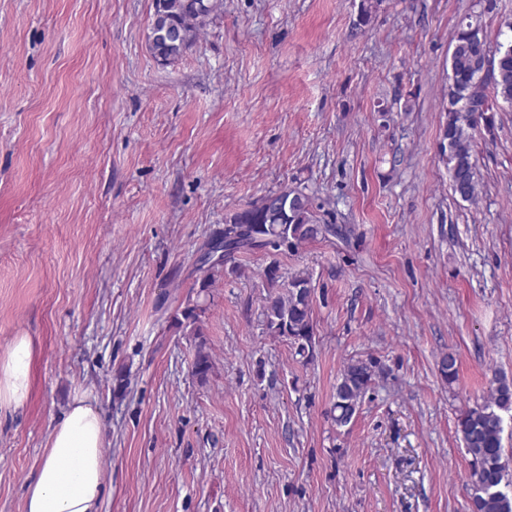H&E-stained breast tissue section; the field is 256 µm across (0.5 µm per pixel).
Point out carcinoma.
<instances>
[{
    "mask_svg": "<svg viewBox=\"0 0 512 512\" xmlns=\"http://www.w3.org/2000/svg\"><path fill=\"white\" fill-rule=\"evenodd\" d=\"M217 0H153V21L149 49L162 65L179 60L207 26L217 9ZM486 39L482 16L468 14L459 22L453 47ZM512 106V58L495 71L494 81L482 77L479 70L461 67L454 79L448 80V101L444 106L446 121L442 130L441 156L450 174L451 188L464 201H476L481 184L480 173L473 158L476 132L494 128L493 116L499 103ZM320 223L311 198L304 194L298 205L276 213L255 201L225 219L224 230L211 244L222 246L220 261L203 271L200 288L205 291L224 274V265L240 252L266 250L279 252L293 249L314 239L310 225ZM268 287L274 289L263 309L267 331L272 336L289 341L295 354L308 358L313 353L314 323L312 294L296 292L312 284L305 272L285 276L273 261L263 272ZM205 307L189 298L181 310L178 325L195 337L192 375L207 380L213 367L201 328ZM375 363L357 360L347 364L336 385L330 416L338 426L350 423L374 375ZM512 411V383L504 377L491 382L489 399L467 408L458 418L467 454L470 456L469 481L473 487L472 512H512V468L505 460L502 448V411Z\"/></svg>",
    "mask_w": 512,
    "mask_h": 512,
    "instance_id": "cac0c4a2",
    "label": "carcinoma"
}]
</instances>
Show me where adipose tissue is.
Returning <instances> with one entry per match:
<instances>
[{"instance_id":"ef3b65f1","label":"adipose tissue","mask_w":512,"mask_h":512,"mask_svg":"<svg viewBox=\"0 0 512 512\" xmlns=\"http://www.w3.org/2000/svg\"><path fill=\"white\" fill-rule=\"evenodd\" d=\"M32 343L15 337L0 355V414L23 408L31 393ZM105 426L88 392H75L53 427L25 512H101Z\"/></svg>"}]
</instances>
